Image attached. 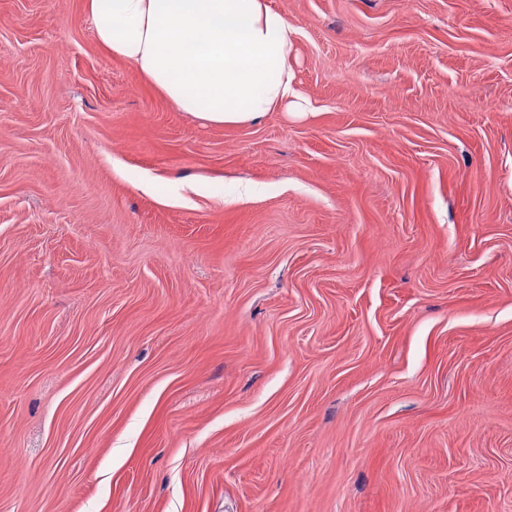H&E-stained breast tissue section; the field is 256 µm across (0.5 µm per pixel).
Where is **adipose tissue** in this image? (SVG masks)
I'll return each mask as SVG.
<instances>
[{
    "instance_id": "obj_1",
    "label": "adipose tissue",
    "mask_w": 512,
    "mask_h": 512,
    "mask_svg": "<svg viewBox=\"0 0 512 512\" xmlns=\"http://www.w3.org/2000/svg\"><path fill=\"white\" fill-rule=\"evenodd\" d=\"M95 40L188 116L218 126L292 110L296 29L268 0H85Z\"/></svg>"
}]
</instances>
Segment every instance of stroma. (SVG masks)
Returning <instances> with one entry per match:
<instances>
[{"label":"stroma","instance_id":"35a3bbf8","mask_svg":"<svg viewBox=\"0 0 512 512\" xmlns=\"http://www.w3.org/2000/svg\"><path fill=\"white\" fill-rule=\"evenodd\" d=\"M269 2L213 127L0 0V512H512V0Z\"/></svg>","mask_w":512,"mask_h":512}]
</instances>
